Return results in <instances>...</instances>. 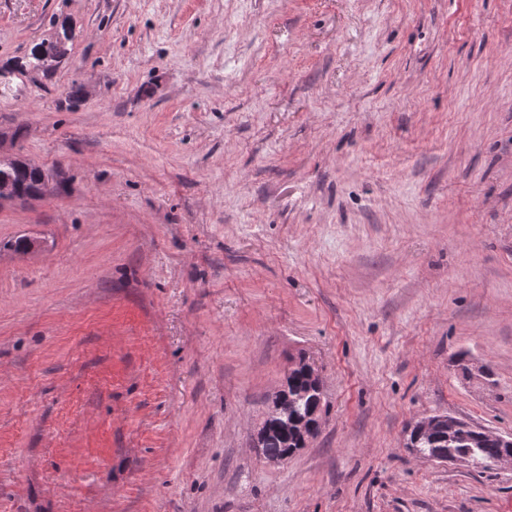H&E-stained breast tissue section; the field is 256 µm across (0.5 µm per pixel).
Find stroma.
Returning a JSON list of instances; mask_svg holds the SVG:
<instances>
[{
	"instance_id": "stroma-1",
	"label": "stroma",
	"mask_w": 512,
	"mask_h": 512,
	"mask_svg": "<svg viewBox=\"0 0 512 512\" xmlns=\"http://www.w3.org/2000/svg\"><path fill=\"white\" fill-rule=\"evenodd\" d=\"M0 69V155L65 186L0 201V512H512L404 445L512 435V0H0ZM48 40H42L41 42L35 43L26 56L25 66L28 68L36 69L40 65V54L48 49L54 48L52 43H46ZM60 46L58 45L57 53L51 57L45 58L38 70L43 72H51L55 69L59 59L62 57ZM309 362L305 357H299L288 371V390L294 398V404L288 410V393L284 387L278 390L271 401L269 408L270 417L279 419L282 428L288 432H283L273 421L264 422V435L259 440V448H262L263 454H277L276 457H268L267 461L271 463H281L288 460L290 456L281 455L288 448V452L293 448H304V442L298 438L294 432V427L288 424L289 415L304 416L311 414L317 408L322 410L323 389L321 393H316L308 378L307 368ZM317 395V397H315Z\"/></svg>"
}]
</instances>
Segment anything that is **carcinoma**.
<instances>
[{"label":"carcinoma","mask_w":512,"mask_h":512,"mask_svg":"<svg viewBox=\"0 0 512 512\" xmlns=\"http://www.w3.org/2000/svg\"><path fill=\"white\" fill-rule=\"evenodd\" d=\"M51 48L53 44L44 40L34 44L26 56L25 66L33 69L39 67L40 54ZM2 176L14 181L21 191L19 198L23 199L34 188L38 170L20 160H0ZM307 368L308 361L300 357L288 371V390L294 398V404L288 410L290 415L304 416L322 408L323 394L316 393L310 386ZM259 445L265 455H281L287 449L291 451L304 447V442L297 437L294 427H288L285 433L276 423L268 420L264 422V435ZM405 447L414 448L425 457L446 454L488 468L502 455L506 445L501 435L460 419L453 425L438 423L424 433L411 429Z\"/></svg>","instance_id":"1"}]
</instances>
